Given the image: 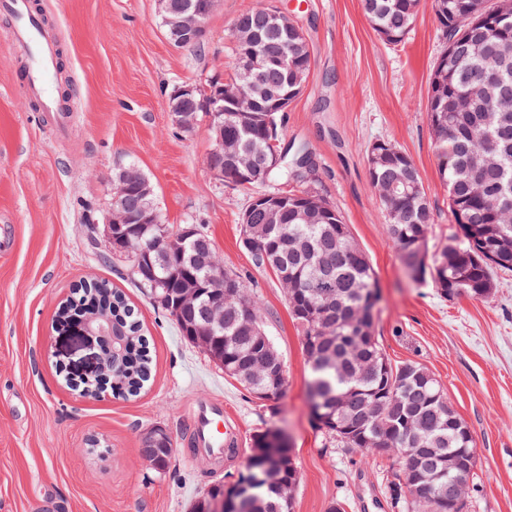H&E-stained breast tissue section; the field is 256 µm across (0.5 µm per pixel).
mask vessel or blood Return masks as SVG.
<instances>
[{"mask_svg":"<svg viewBox=\"0 0 512 512\" xmlns=\"http://www.w3.org/2000/svg\"><path fill=\"white\" fill-rule=\"evenodd\" d=\"M1 12L10 15L14 22L10 40L27 51L28 67L23 83L28 95L39 99L47 110L59 111V103L49 93L57 71V44L38 13L29 9L27 0H0ZM239 445L240 437L229 427L223 404L201 400L191 410L176 453L190 462L199 457L219 460L238 455Z\"/></svg>","mask_w":512,"mask_h":512,"instance_id":"1","label":"vessel or blood"}]
</instances>
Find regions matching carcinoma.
<instances>
[{
  "instance_id": "1",
  "label": "carcinoma",
  "mask_w": 512,
  "mask_h": 512,
  "mask_svg": "<svg viewBox=\"0 0 512 512\" xmlns=\"http://www.w3.org/2000/svg\"><path fill=\"white\" fill-rule=\"evenodd\" d=\"M419 0H362V8L376 32H385L390 44L402 42L414 21ZM488 0H434L437 21L443 32L453 38L470 29L478 14L487 10ZM494 17L486 21L487 33L478 43H470L457 57L441 60L431 74L428 113L436 147L437 167L448 186V211L453 223L458 215L469 217L468 236L452 246H444L438 259L441 266L430 275L433 287L446 297L448 290L476 300H487L494 288L498 270H512V252L504 255L505 263H484L475 248L485 241L483 227L493 222L500 189L512 184V0H495ZM293 21L283 23L275 18L268 28L260 29V47L270 54L288 49L293 67L283 77L282 92H291L306 82L310 72V52L306 39L298 34ZM484 66L502 69L505 82L491 91L484 104L468 105L473 90V76ZM497 108L499 149L486 167L483 196L473 195L465 165L470 155L481 152L485 126L479 113L481 106ZM455 116V127L448 129V114ZM224 140L238 145L243 160L251 159L266 148L264 126L255 125L245 133L234 122L224 120ZM306 174L298 162H283L271 170L261 183L252 184L253 192L271 182L301 181ZM328 216L303 221L293 216L284 218L279 238L262 240L251 250L256 264L271 269L286 292H299L304 311L298 312L293 302L288 307L302 335L303 349L315 344L323 351L336 350V366L321 361L309 362L310 392L323 403L334 418L348 420L365 428L366 439L359 433L347 434L333 426L324 427L333 440L340 441L352 452L375 450L373 439L386 444L388 456L395 461L386 478L385 494L399 512H438L433 500L410 496L408 483L411 468L432 473L441 468L436 449L443 452L471 448V432L455 425L457 418L447 394L424 367L405 362L389 365L385 374L373 370L375 360L386 357L381 347L363 351L361 359L353 354L355 336L351 327L363 315L365 296L376 288V276L354 240L336 235V227H346L335 208H327ZM388 240L398 253L416 239L427 235L432 215L417 213L416 201L404 198L383 206ZM116 233L127 237L133 245L129 253L132 263L142 271L135 274L154 303L178 326L185 339L205 349L211 360L218 362L224 374L238 381L246 390L253 383L266 381L265 370L255 361L268 353V361L276 363L282 355L271 337L262 341L243 323L240 313L224 307V329L212 334L205 326L213 290V277L233 276L241 287L255 316L262 318L259 300L249 294L241 276L224 268L207 233L198 236L196 246L183 243L171 232L165 234L159 225L138 227L122 224ZM331 255V267L325 274L315 268V258ZM200 290L192 306L182 301V289ZM112 316V322L123 329L129 340L115 359L118 376L112 377V393L124 398L135 397L149 383L153 359L137 310L124 293L105 280L90 288L75 286L72 295L58 308L56 320L62 322L90 314ZM175 453L171 435L163 445L144 457L157 469H166ZM251 512H279L274 487L260 480L253 488Z\"/></svg>"
}]
</instances>
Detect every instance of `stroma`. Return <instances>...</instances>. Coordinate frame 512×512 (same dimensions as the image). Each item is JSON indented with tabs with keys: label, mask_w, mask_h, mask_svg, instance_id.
<instances>
[{
	"label": "stroma",
	"mask_w": 512,
	"mask_h": 512,
	"mask_svg": "<svg viewBox=\"0 0 512 512\" xmlns=\"http://www.w3.org/2000/svg\"><path fill=\"white\" fill-rule=\"evenodd\" d=\"M58 41L51 89L71 109L68 127L20 86L27 59L7 40L0 14V512H190L216 485L245 472L252 439L273 429L289 440L300 474L293 512H390L386 454L352 453L316 428L307 399L301 332L284 291L244 247L246 190L210 177L204 125L175 129L168 95L183 83L226 78L230 28L259 0H221L202 47L173 48L156 0H30ZM302 28L310 73L282 119V140L312 156L308 187L329 201L374 268V334L392 363L415 362L439 381L474 436L470 512H512V271L495 275L489 300L444 298L411 279L391 247L369 182L367 151L394 143L417 167L433 211L425 247L435 255L455 233L436 164L427 99L447 45L432 0H421L404 41L381 39L360 0H277ZM137 166L152 182L164 224H202L226 268L262 299L266 329L285 362L276 403L254 397L181 336L137 287L126 256L102 263L108 181ZM87 277L122 290L138 309L154 355L137 397L71 390L53 328L59 303ZM200 399L223 400L241 432L239 457L218 464L173 458L155 471L140 453L154 427L179 438Z\"/></svg>",
	"instance_id": "obj_1"
}]
</instances>
